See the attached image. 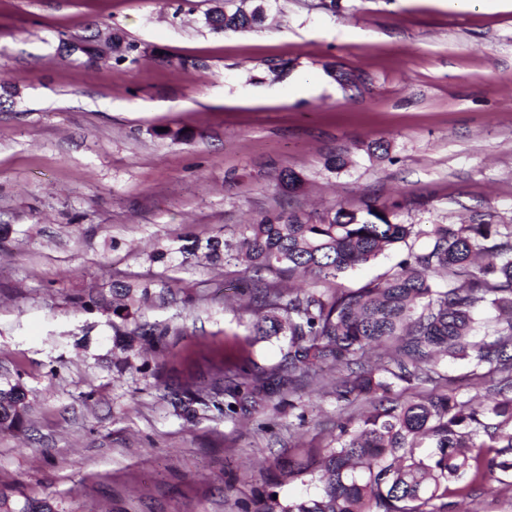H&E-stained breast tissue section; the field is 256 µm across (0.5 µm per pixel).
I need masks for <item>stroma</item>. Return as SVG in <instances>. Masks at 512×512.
Listing matches in <instances>:
<instances>
[{"mask_svg": "<svg viewBox=\"0 0 512 512\" xmlns=\"http://www.w3.org/2000/svg\"><path fill=\"white\" fill-rule=\"evenodd\" d=\"M268 0L261 28L214 32L211 0H0V382L28 410L0 432V493L13 512H243L259 496L320 490L290 462L327 446L336 401L299 388L303 414L269 403L238 422L186 416L178 386L230 361L263 375L288 341L252 330L242 267L153 263L192 234L237 241L285 208L319 215L374 200L418 225L474 212L512 225V0ZM116 33L135 63L61 59L63 39ZM383 143L390 160L371 156ZM352 159L328 167L334 156ZM297 174L293 191L278 186ZM403 250L338 278L264 276L323 294L390 271ZM175 296L117 321L112 285ZM168 326L164 354L139 335ZM418 393L490 382L443 359ZM448 512H512L496 480Z\"/></svg>", "mask_w": 512, "mask_h": 512, "instance_id": "obj_1", "label": "stroma"}]
</instances>
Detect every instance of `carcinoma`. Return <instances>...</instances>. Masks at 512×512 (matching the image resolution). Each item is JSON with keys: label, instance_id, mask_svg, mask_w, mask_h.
<instances>
[{"label": "carcinoma", "instance_id": "cac0c4a2", "mask_svg": "<svg viewBox=\"0 0 512 512\" xmlns=\"http://www.w3.org/2000/svg\"><path fill=\"white\" fill-rule=\"evenodd\" d=\"M263 22L235 8L206 26L225 32ZM399 208L374 201L317 216L279 210L246 225L235 245L186 236L149 255L152 262L179 253L246 266L256 290L251 310L263 312L255 335L288 337L287 376L278 388L289 409L297 408L299 379L347 371L331 391L336 437L300 468L323 483L322 493L292 502L268 494L255 512H448V498L470 495L496 473L512 486V225L482 214L469 224H435L428 246L416 251L409 239L420 231L398 221ZM402 244L408 252L397 269L355 290L284 293L260 285L264 272L335 278ZM480 307L498 312L487 342L472 340ZM392 345L388 361L365 364L370 350ZM444 357L465 360L472 372L495 374L498 382L478 403L453 389L401 399L397 387L433 381ZM263 392L247 373L220 367L209 386L185 385L179 406L188 415L196 405L211 406L235 421ZM360 398L367 410L346 413ZM26 409L20 383L0 386V429L18 428Z\"/></svg>", "mask_w": 512, "mask_h": 512}]
</instances>
